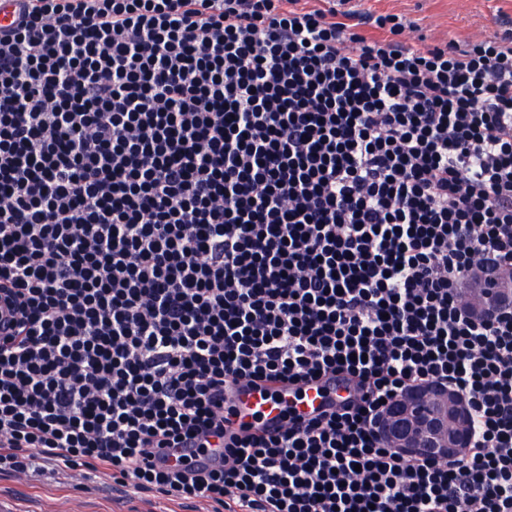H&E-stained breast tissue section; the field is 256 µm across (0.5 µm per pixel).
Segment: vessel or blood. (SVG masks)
<instances>
[{
    "mask_svg": "<svg viewBox=\"0 0 512 512\" xmlns=\"http://www.w3.org/2000/svg\"><path fill=\"white\" fill-rule=\"evenodd\" d=\"M346 396L339 379L311 381L299 391L285 382L241 381L224 389L226 427L275 436L286 428L289 417L316 416Z\"/></svg>",
    "mask_w": 512,
    "mask_h": 512,
    "instance_id": "b4317fda",
    "label": "vessel or blood"
}]
</instances>
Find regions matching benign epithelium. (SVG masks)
Segmentation results:
<instances>
[{
  "mask_svg": "<svg viewBox=\"0 0 512 512\" xmlns=\"http://www.w3.org/2000/svg\"><path fill=\"white\" fill-rule=\"evenodd\" d=\"M477 275L484 295L473 311L500 312L504 305L500 288L503 268L488 263ZM371 428L384 446L404 455L455 458L472 442L471 401L450 386L423 385L389 403L375 417Z\"/></svg>",
  "mask_w": 512,
  "mask_h": 512,
  "instance_id": "benign-epithelium-1",
  "label": "benign epithelium"
}]
</instances>
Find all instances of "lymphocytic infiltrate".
<instances>
[{"instance_id":"lymphocytic-infiltrate-1","label":"lymphocytic infiltrate","mask_w":512,"mask_h":512,"mask_svg":"<svg viewBox=\"0 0 512 512\" xmlns=\"http://www.w3.org/2000/svg\"><path fill=\"white\" fill-rule=\"evenodd\" d=\"M336 0H25L0 29V471L38 458L211 512H512V37L411 44ZM340 375L278 436L215 392ZM425 383L459 457L370 424ZM209 468L164 451L210 440ZM505 271L496 263H486L483 269L477 272L478 278L484 287V295L481 300L476 301L473 311L490 310L493 313L500 312L504 302L500 288ZM497 286V288H496ZM371 428L384 446L403 455L455 458L472 442L471 401L450 386L423 385L389 403Z\"/></svg>"}]
</instances>
